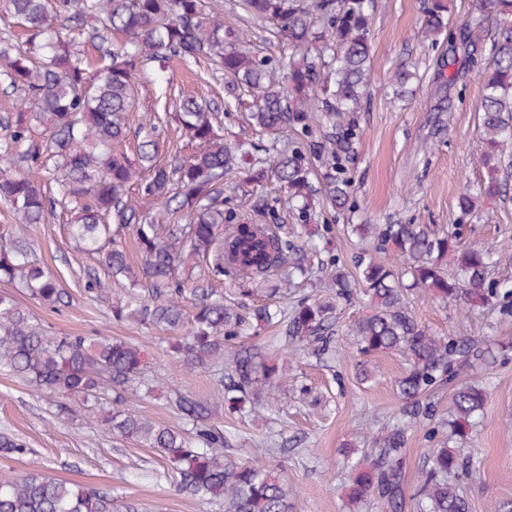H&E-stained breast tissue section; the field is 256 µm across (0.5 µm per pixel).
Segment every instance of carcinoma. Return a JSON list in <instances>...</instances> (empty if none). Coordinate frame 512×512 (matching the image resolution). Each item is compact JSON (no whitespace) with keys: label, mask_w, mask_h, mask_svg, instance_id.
Listing matches in <instances>:
<instances>
[{"label":"carcinoma","mask_w":512,"mask_h":512,"mask_svg":"<svg viewBox=\"0 0 512 512\" xmlns=\"http://www.w3.org/2000/svg\"><path fill=\"white\" fill-rule=\"evenodd\" d=\"M256 21H273L298 59L288 61L283 83L267 78V62L246 47L241 32L224 31V21L206 11L205 0H6L25 33L18 43L0 37V78L23 92L19 109L6 121L9 139L0 143V200L19 224H41L47 211V187L74 212L71 238L95 257L88 289L100 275L127 277L141 292L114 308L116 317L141 325L186 329L167 351L170 363L184 368H211L217 391L233 411L267 415L278 408L283 372L268 364L266 350H313L325 354L334 342L333 307L303 304L276 317L269 306L245 317L224 306L211 281L230 271L244 282L273 276L292 279L301 271L292 255L296 245L234 213L224 215V175L240 167L244 184L270 178L288 188L305 222L312 219L311 200L320 194L336 211L349 207L352 182L347 176L358 139L357 113L363 109L371 81V0H244ZM426 36L432 44L448 42V85L465 82L477 71L486 177L478 193L458 197L459 219L471 216L482 196L506 197L501 147L512 141V0H477L462 22L452 21L448 0H425ZM215 58L236 84L256 94L254 127L279 133L288 127L304 134L313 113L325 117V129L313 153L274 139L268 157L246 161L245 142L226 143L214 129L208 105L184 100L179 121L197 150L170 165L156 161L151 140L139 144L133 161L113 145L128 131V112L144 66L160 68L174 61ZM412 74L393 75V92L408 97ZM46 124L37 132L33 122ZM319 167L318 185L311 182ZM144 182L145 202H129L127 188ZM187 212L190 223L173 224L166 236L156 232L171 202ZM134 225L143 253L139 273L125 253L112 247V225ZM378 230L382 245H392L398 268L371 259L360 262L358 276L336 265L319 276V284L346 301L361 293L374 312L355 326L360 376L371 378L369 358L400 354L410 368L398 382L406 423L380 439L367 465H353L351 504L377 496L386 512H404L407 427L434 420L431 391L453 385L452 420L464 440L482 413L485 389L464 377L469 359L479 355L470 340L439 336L413 317L405 302L407 288L444 304L461 301L474 308L493 294L488 265L497 248L461 245L463 225L438 237L426 224H361L359 234ZM33 244L13 225L0 226V280L16 282L30 298L54 307L63 301L57 279L30 262ZM450 257L457 275L443 272ZM205 264L188 287L180 269L189 260ZM279 323V335L258 342L256 325ZM0 368L21 376L35 391L60 398L83 397L95 404L109 395L100 420L112 434L154 448L179 488L199 499L224 506V512H293L294 491L277 472L225 454L224 425L205 399L170 388L173 402L190 425L182 433L155 423L126 407L128 395L161 380L145 375L143 351L118 338L50 335L11 292H0ZM30 449L8 433L0 434V456L26 455ZM465 449L438 448L418 477L412 495L416 512H469L467 500L448 474L467 467ZM133 512L134 505L115 504L95 486L70 484L34 469L20 479L0 482V512Z\"/></svg>","instance_id":"carcinoma-1"}]
</instances>
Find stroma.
Returning a JSON list of instances; mask_svg holds the SVG:
<instances>
[{
  "label": "stroma",
  "instance_id": "obj_1",
  "mask_svg": "<svg viewBox=\"0 0 512 512\" xmlns=\"http://www.w3.org/2000/svg\"><path fill=\"white\" fill-rule=\"evenodd\" d=\"M207 2L223 17L225 28L246 34L251 51L268 59L274 77H281L279 63L289 50L272 35L270 24L249 17L242 0ZM423 9L424 0L373 2L372 86L359 115L357 152L348 166L354 205L336 214L322 197H315L317 224L327 232L317 252H299L307 267L335 260L351 272L363 252L379 261L390 259V252L380 249L374 238L362 240L344 232L347 224H428L439 233L451 229L458 217V195L465 188L477 189L486 176L480 162L484 148L477 112L480 83L473 75L461 89L437 83L435 73L446 46L425 37ZM401 68L415 75L414 94L406 101L394 99L389 88ZM193 94L210 100L225 139L244 136L259 150L271 143L272 134L248 126L252 97L230 90L217 63L202 59L175 65L164 74L150 68L140 75L129 116L133 134L124 145L127 153H134V133L142 130L156 140L161 163L189 154L176 113L181 101ZM269 204L277 208L283 230L300 227L298 217L288 211L287 190L277 182L224 191L225 211L254 223L267 222ZM71 220V212L58 207L48 213L45 223L24 230L35 242L34 260L58 277L66 293L64 305L53 309L26 296L22 304L49 333L124 338L142 347L151 371L164 374L174 388L216 398L211 372L175 367L162 356V347L175 342V334L114 318L112 307L123 298L127 280L106 279L98 289L86 288L95 262L71 239ZM463 240L472 246L501 247L489 273L496 286L489 303L469 310L459 303L414 295L410 309L418 322L438 335L464 336L482 348L507 347L495 363H477L470 370L471 377L486 386L489 397L481 424L465 442L469 465L454 478L471 512H491L494 504L512 502V197L479 199L475 214L463 226ZM372 311L364 298L336 302L335 355L291 356L288 400L275 420L216 411L231 439L233 458L279 471L297 491L295 512H349L345 444L374 447L396 421L401 406L396 383L408 369L407 360L375 355L374 381L362 385L356 379L352 328ZM59 403L57 396L34 392L22 378L0 368V432L18 438L29 449L25 456L0 457V480L21 478L36 464L57 479L108 489L118 503L134 504L138 512H224L222 506L182 492L155 449L101 429L96 409L67 418L59 415ZM448 438V429L440 426L408 430L407 489H414L431 450Z\"/></svg>",
  "mask_w": 512,
  "mask_h": 512
}]
</instances>
